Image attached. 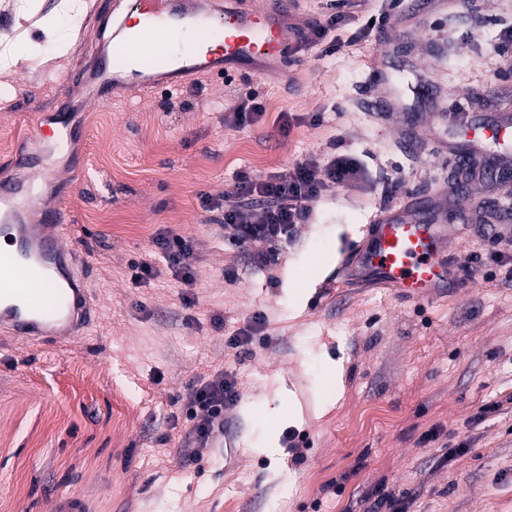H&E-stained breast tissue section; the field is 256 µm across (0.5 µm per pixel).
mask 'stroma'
I'll list each match as a JSON object with an SVG mask.
<instances>
[{"mask_svg": "<svg viewBox=\"0 0 512 512\" xmlns=\"http://www.w3.org/2000/svg\"><path fill=\"white\" fill-rule=\"evenodd\" d=\"M340 12L334 50L307 45L284 77L235 72L90 108L72 90L89 173L54 157L43 190L72 215L98 313L69 343H0V512H365L380 483L401 512H512V283L494 261L512 255V185L497 179L512 139L492 137L512 115V0H361ZM111 33L112 0H0V52L18 56L0 64V133L12 135L0 171L37 149L26 124ZM248 91L262 120L225 125L226 104ZM336 152L355 155L365 181L325 193L291 238L241 242L212 223L206 198L238 175ZM436 195L460 289L414 300L337 280V259L378 214ZM165 231L191 242L194 286L156 254ZM145 260L152 275L132 281ZM258 318L248 346L230 345ZM330 356L344 359L338 398ZM221 371L240 402L203 444L187 397ZM292 398L303 422L287 418ZM275 414L271 456L261 447Z\"/></svg>", "mask_w": 512, "mask_h": 512, "instance_id": "1", "label": "stroma"}]
</instances>
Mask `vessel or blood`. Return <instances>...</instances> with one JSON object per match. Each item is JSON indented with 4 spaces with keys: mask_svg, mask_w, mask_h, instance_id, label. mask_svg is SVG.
<instances>
[{
    "mask_svg": "<svg viewBox=\"0 0 512 512\" xmlns=\"http://www.w3.org/2000/svg\"><path fill=\"white\" fill-rule=\"evenodd\" d=\"M121 21L113 45H100L77 76L94 105L136 89H179L200 75L223 77L239 66L255 73L287 68L300 31L255 0H116ZM177 37L145 62L137 54L157 32ZM32 137L42 155L70 146L69 109L36 120ZM39 157L19 156L16 171L0 175V335L16 342H69L87 335L95 303L77 273L85 260L65 243L72 230L61 205L40 195ZM357 273L412 299H430L458 287L457 259L448 227L390 213L368 225L354 257Z\"/></svg>",
    "mask_w": 512,
    "mask_h": 512,
    "instance_id": "1",
    "label": "vessel or blood"
}]
</instances>
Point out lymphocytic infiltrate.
Wrapping results in <instances>:
<instances>
[{
  "label": "lymphocytic infiltrate",
  "instance_id": "obj_1",
  "mask_svg": "<svg viewBox=\"0 0 512 512\" xmlns=\"http://www.w3.org/2000/svg\"><path fill=\"white\" fill-rule=\"evenodd\" d=\"M361 161L351 154L332 156L327 161L307 157L287 172L266 178L241 176L223 203L214 204L217 223L232 228L238 239L278 240L292 234L296 225L305 223L315 203L327 191L351 186L362 179ZM174 276L185 286L195 282L189 262L186 239L172 233L159 234L154 240ZM239 397L235 376L223 374L199 384L188 396L187 416L194 423L200 442H207L216 423L224 418L225 408Z\"/></svg>",
  "mask_w": 512,
  "mask_h": 512
}]
</instances>
